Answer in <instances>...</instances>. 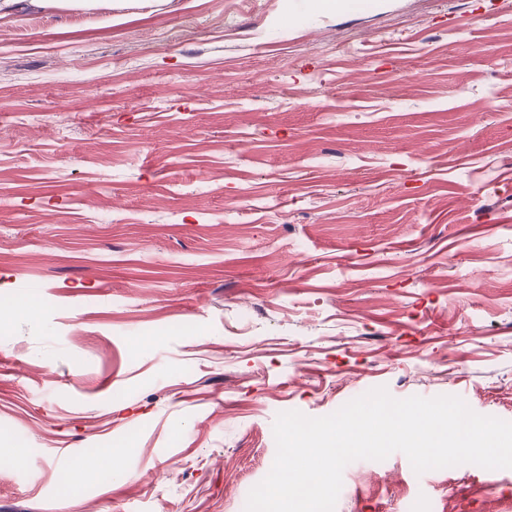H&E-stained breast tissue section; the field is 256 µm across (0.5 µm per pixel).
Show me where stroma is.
<instances>
[{
	"instance_id": "1",
	"label": "stroma",
	"mask_w": 512,
	"mask_h": 512,
	"mask_svg": "<svg viewBox=\"0 0 512 512\" xmlns=\"http://www.w3.org/2000/svg\"><path fill=\"white\" fill-rule=\"evenodd\" d=\"M1 309L0 512H245L277 414L369 387L512 421V0L0 20ZM416 496L512 469L357 460L335 512Z\"/></svg>"
}]
</instances>
